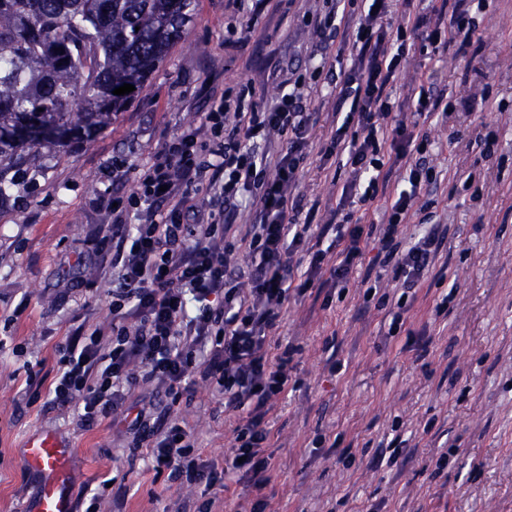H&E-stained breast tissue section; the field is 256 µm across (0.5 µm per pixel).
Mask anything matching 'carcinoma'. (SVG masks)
<instances>
[{"label": "carcinoma", "mask_w": 512, "mask_h": 512, "mask_svg": "<svg viewBox=\"0 0 512 512\" xmlns=\"http://www.w3.org/2000/svg\"><path fill=\"white\" fill-rule=\"evenodd\" d=\"M195 0H0V130L91 134L142 89L192 22ZM132 84L135 91L115 95ZM43 138L0 145V198Z\"/></svg>", "instance_id": "cac0c4a2"}]
</instances>
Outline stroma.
I'll return each mask as SVG.
<instances>
[{"instance_id":"obj_1","label":"stroma","mask_w":512,"mask_h":512,"mask_svg":"<svg viewBox=\"0 0 512 512\" xmlns=\"http://www.w3.org/2000/svg\"><path fill=\"white\" fill-rule=\"evenodd\" d=\"M251 6L196 0L183 40L111 124L41 149L0 199V512H34L42 475L23 448L46 432L71 450L74 512L93 494L96 512H180L188 499L234 512L253 495L244 480L170 482L111 421L84 431L72 405L47 410L32 399L56 376L71 329L110 317L113 198L129 197L161 145L243 83L261 102L278 92L274 70L308 67L311 17L325 0H271L244 39ZM471 14L482 36L473 59L412 47L389 100L393 114L409 115L407 91L428 75L452 103L487 99L478 130L462 112L417 120L433 141L429 222L449 225V238L407 299L404 331L390 329L400 282L376 263L371 238L361 243L370 279L357 273L347 287L315 285L291 299L269 339L272 352L296 354L269 423L265 512H512V0H483ZM476 130L494 138L490 154L467 145ZM311 159L301 205L323 211L350 170L329 179L317 173L319 154ZM370 286L389 305L366 299ZM155 415L179 419L203 459L223 467L238 415L211 388L163 398Z\"/></svg>"}]
</instances>
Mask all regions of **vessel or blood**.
I'll return each mask as SVG.
<instances>
[{
    "instance_id": "vessel-or-blood-1",
    "label": "vessel or blood",
    "mask_w": 512,
    "mask_h": 512,
    "mask_svg": "<svg viewBox=\"0 0 512 512\" xmlns=\"http://www.w3.org/2000/svg\"><path fill=\"white\" fill-rule=\"evenodd\" d=\"M69 453V448L49 433L38 434L28 440L24 449L28 465L47 475L36 512H73L70 498L61 486L62 467Z\"/></svg>"
}]
</instances>
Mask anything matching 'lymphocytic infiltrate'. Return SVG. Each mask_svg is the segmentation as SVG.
Returning <instances> with one entry per match:
<instances>
[{
    "label": "lymphocytic infiltrate",
    "mask_w": 512,
    "mask_h": 512,
    "mask_svg": "<svg viewBox=\"0 0 512 512\" xmlns=\"http://www.w3.org/2000/svg\"><path fill=\"white\" fill-rule=\"evenodd\" d=\"M471 2L439 0L418 9L413 0H336L334 10L313 17L321 59L309 80H281L266 105L242 90L166 142L112 226V321L89 333L72 329L63 367L44 389L46 404L73 405L89 430L125 409L137 383L176 399L206 382L223 395L225 409L247 411L223 469L202 458L179 422L151 427L145 408L127 425L135 446H147L155 471L170 480L211 487L240 477L262 491L270 481L267 417L288 390L294 355L290 347L271 353L268 338L291 296L306 294L322 273L335 285L349 280L362 239L372 236L385 260L395 261L402 288L419 287L448 234L434 224L410 247L401 245L403 226L428 207L422 191L433 171L425 158L428 133L392 117L389 88L407 61L408 40L467 54L478 37ZM397 9L403 21L395 26ZM344 56L351 63L342 70ZM332 70L336 108L325 114L315 104L317 82ZM319 137L328 142L325 156L344 159L353 172L343 199L384 195L389 202L386 222L355 224L332 260L320 247L329 225L300 221L296 195L298 173ZM272 139L277 150L257 153L258 141ZM399 163L409 169V186L393 193ZM199 190L222 201V213L191 201ZM243 209L252 219L240 224ZM241 253L252 261L245 274L236 260ZM298 254L307 257V269L295 262Z\"/></svg>",
    "instance_id": "f902f5d3"
}]
</instances>
